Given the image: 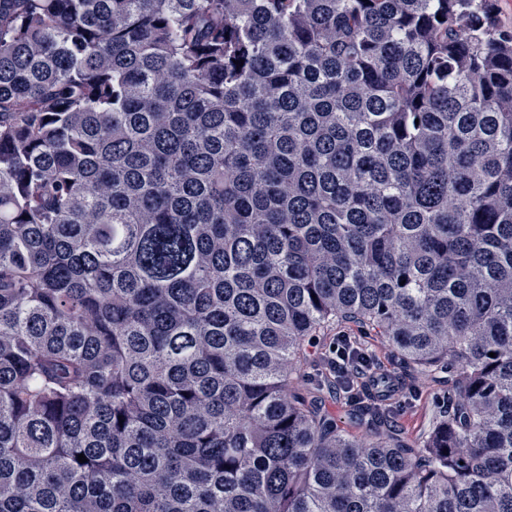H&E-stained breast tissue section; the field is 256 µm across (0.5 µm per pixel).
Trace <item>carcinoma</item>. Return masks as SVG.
<instances>
[{"label": "carcinoma", "mask_w": 512, "mask_h": 512, "mask_svg": "<svg viewBox=\"0 0 512 512\" xmlns=\"http://www.w3.org/2000/svg\"><path fill=\"white\" fill-rule=\"evenodd\" d=\"M336 322L422 441L294 391ZM0 512H512L492 0H0ZM360 328L352 323H336L330 327L323 339L312 349L311 361L305 365L302 377L293 385L302 394L315 396L322 406L336 415V421L352 434H364L368 424L355 411L361 409L363 401L373 399L380 404L386 416L387 429L406 441L421 439L433 424L448 410V393L451 377L448 370H439L431 375H421L408 369L382 338L367 336L366 343L383 369L397 378L407 388L388 401L378 397L364 396L361 400L351 402L340 397L341 392L348 399H355L365 388V380L372 373L371 358L365 347L363 336L343 334L336 337V342L329 349L325 359L329 375H334L338 382L336 393L332 383H325V365L322 357L327 348L329 337L341 332L358 334ZM327 341L326 344H323ZM323 353V354H322ZM410 390L412 393H410ZM339 396L340 398L336 397Z\"/></svg>", "instance_id": "cac0c4a2"}]
</instances>
